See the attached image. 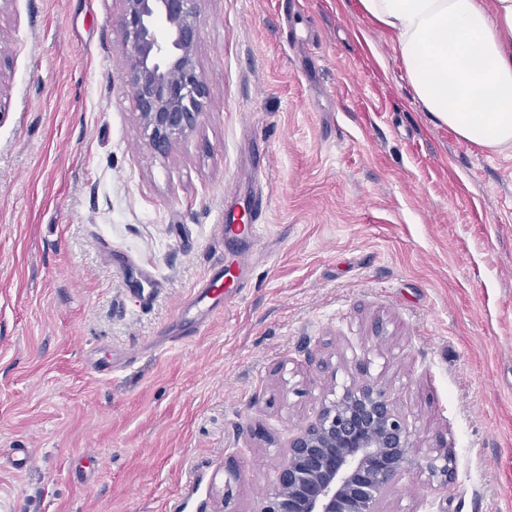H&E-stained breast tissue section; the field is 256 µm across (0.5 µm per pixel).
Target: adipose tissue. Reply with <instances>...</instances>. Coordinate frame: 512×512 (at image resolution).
Wrapping results in <instances>:
<instances>
[{
    "mask_svg": "<svg viewBox=\"0 0 512 512\" xmlns=\"http://www.w3.org/2000/svg\"><path fill=\"white\" fill-rule=\"evenodd\" d=\"M396 38L415 97L465 142L512 147V0H359Z\"/></svg>",
    "mask_w": 512,
    "mask_h": 512,
    "instance_id": "1",
    "label": "adipose tissue"
}]
</instances>
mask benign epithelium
<instances>
[{"label":"benign epithelium","mask_w":512,"mask_h":512,"mask_svg":"<svg viewBox=\"0 0 512 512\" xmlns=\"http://www.w3.org/2000/svg\"><path fill=\"white\" fill-rule=\"evenodd\" d=\"M129 86L154 150L166 154L194 127L208 90L195 45L202 0H122ZM451 457L421 452L381 385L362 382L322 403L292 440L278 482L258 512H380L401 474L448 485Z\"/></svg>","instance_id":"1"}]
</instances>
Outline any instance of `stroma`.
I'll list each match as a JSON object with an SVG mask.
<instances>
[{"label":"stroma","instance_id":"35a3bbf8","mask_svg":"<svg viewBox=\"0 0 512 512\" xmlns=\"http://www.w3.org/2000/svg\"><path fill=\"white\" fill-rule=\"evenodd\" d=\"M122 11L0 0V451H29L6 512H256L364 379L453 461L382 512H512V147L433 120L358 0H202L208 97L158 154ZM256 187L263 241L218 236ZM244 250L194 331L180 303Z\"/></svg>","mask_w":512,"mask_h":512}]
</instances>
